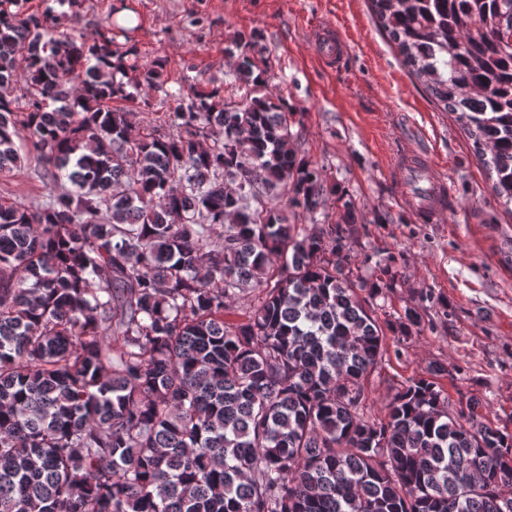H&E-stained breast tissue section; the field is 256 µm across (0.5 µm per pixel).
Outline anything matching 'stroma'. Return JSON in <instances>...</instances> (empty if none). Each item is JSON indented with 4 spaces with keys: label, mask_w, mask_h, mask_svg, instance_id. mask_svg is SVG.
Here are the masks:
<instances>
[{
    "label": "stroma",
    "mask_w": 512,
    "mask_h": 512,
    "mask_svg": "<svg viewBox=\"0 0 512 512\" xmlns=\"http://www.w3.org/2000/svg\"><path fill=\"white\" fill-rule=\"evenodd\" d=\"M126 14L136 25L118 43L136 49L137 64L163 62L171 92L214 87L235 97L229 44L239 32L261 34L268 91L301 112V151L355 205L354 273L390 263L397 277L385 295L387 318L408 307L422 315L409 335L386 336L382 363L365 381V414L384 418L406 379L440 363L438 381L457 407L478 397L486 418L512 432V215L461 124L405 68L368 0H85L80 16L60 18L57 33L90 38ZM321 22L335 23L349 45L341 69L323 64L310 41ZM407 144L434 158L458 201L440 223L414 220L395 199L391 162ZM24 151L25 165L0 177V198L27 207L53 187L33 147Z\"/></svg>",
    "instance_id": "stroma-1"
}]
</instances>
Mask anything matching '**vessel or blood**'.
Listing matches in <instances>:
<instances>
[{"label":"vessel or blood","instance_id":"vessel-or-blood-1","mask_svg":"<svg viewBox=\"0 0 512 512\" xmlns=\"http://www.w3.org/2000/svg\"><path fill=\"white\" fill-rule=\"evenodd\" d=\"M313 43L325 64L336 69L343 67L347 43L334 25H315ZM393 172L396 197L414 218L434 224L454 209L455 200L448 181L435 173L429 155L410 146L404 147L394 159Z\"/></svg>","mask_w":512,"mask_h":512}]
</instances>
